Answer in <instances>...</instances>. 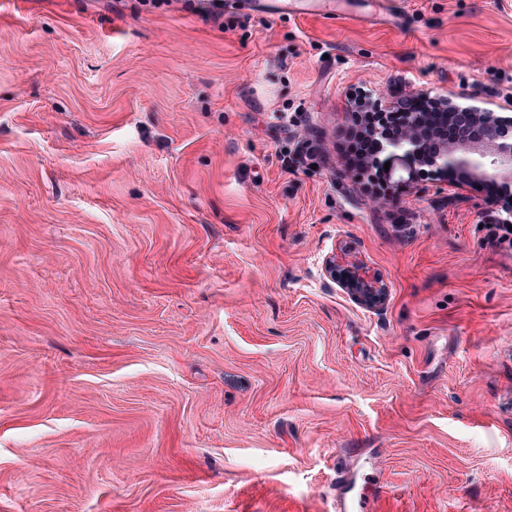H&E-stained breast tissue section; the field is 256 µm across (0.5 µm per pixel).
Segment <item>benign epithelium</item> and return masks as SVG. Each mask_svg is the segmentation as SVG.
<instances>
[{
  "label": "benign epithelium",
  "mask_w": 512,
  "mask_h": 512,
  "mask_svg": "<svg viewBox=\"0 0 512 512\" xmlns=\"http://www.w3.org/2000/svg\"><path fill=\"white\" fill-rule=\"evenodd\" d=\"M391 106L405 111V122L398 134L380 141L374 165L400 166L410 173L408 183L413 182L416 167L429 166L457 176L447 182L456 189L472 180L512 182V114L458 104L448 99V93L438 91L421 95L408 91ZM437 112L450 114V122L457 125L453 141L435 127ZM322 274L365 307L377 308L387 299L388 288L379 274L334 251L324 257Z\"/></svg>",
  "instance_id": "7a95c632"
}]
</instances>
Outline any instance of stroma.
<instances>
[{"label":"stroma","mask_w":512,"mask_h":512,"mask_svg":"<svg viewBox=\"0 0 512 512\" xmlns=\"http://www.w3.org/2000/svg\"><path fill=\"white\" fill-rule=\"evenodd\" d=\"M404 89L506 105L512 0H0V512H512L490 196L350 154ZM229 3H244L248 6L249 11L260 13L266 17H275L281 14L295 17L326 16L336 13L334 0H225L224 7ZM324 278L342 288L358 304L368 308L383 305L388 296V288L378 273H370L357 263H350L345 256L332 251L322 262Z\"/></svg>","instance_id":"stroma-1"}]
</instances>
